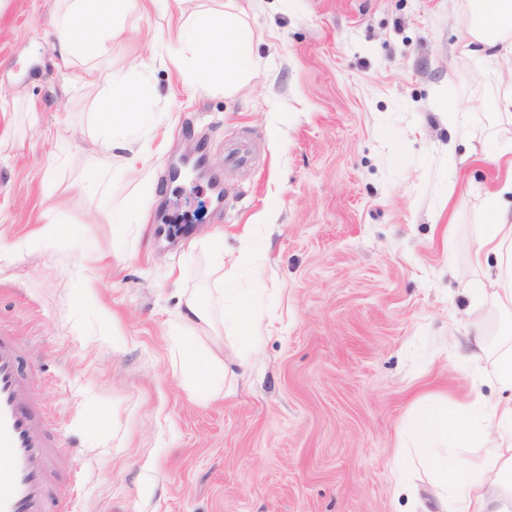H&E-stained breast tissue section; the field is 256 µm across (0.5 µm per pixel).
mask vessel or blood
Listing matches in <instances>:
<instances>
[{
	"label": "vessel or blood",
	"instance_id": "1",
	"mask_svg": "<svg viewBox=\"0 0 512 512\" xmlns=\"http://www.w3.org/2000/svg\"><path fill=\"white\" fill-rule=\"evenodd\" d=\"M61 439L46 425L28 392L23 357L13 337L0 335V512H61L54 462Z\"/></svg>",
	"mask_w": 512,
	"mask_h": 512
}]
</instances>
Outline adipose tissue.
Instances as JSON below:
<instances>
[{"mask_svg": "<svg viewBox=\"0 0 512 512\" xmlns=\"http://www.w3.org/2000/svg\"><path fill=\"white\" fill-rule=\"evenodd\" d=\"M135 0H61L51 37L59 46L61 65H68L74 52L89 58L108 53L117 30L106 27L96 40L87 42L83 33L91 23L125 18ZM477 25L470 35L482 48L494 47L512 30V0H471ZM253 31L241 11H199L181 22L173 39L178 46L175 65L180 76L199 88L221 83L231 87L249 75V49ZM128 87L112 83V104L102 108L99 125L113 133L136 127L140 114L129 104ZM488 214L479 225L477 243L470 263L479 276L468 293L472 304L465 329L470 349L461 356L471 363L484 358L480 308L492 302L512 312V161L494 191L484 199ZM252 291L225 284L218 299L241 340L257 345L263 336L261 325L250 310ZM491 376L503 400L486 405L472 393L452 410L436 408L417 427V451L432 475L434 496L451 512H512V330L505 331L492 362Z\"/></svg>", "mask_w": 512, "mask_h": 512, "instance_id": "obj_1", "label": "adipose tissue"}]
</instances>
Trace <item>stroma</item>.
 Here are the masks:
<instances>
[{
	"instance_id": "35a3bbf8",
	"label": "stroma",
	"mask_w": 512,
	"mask_h": 512,
	"mask_svg": "<svg viewBox=\"0 0 512 512\" xmlns=\"http://www.w3.org/2000/svg\"><path fill=\"white\" fill-rule=\"evenodd\" d=\"M56 0H0V332L62 436L72 512H409L434 505L404 437L469 388L461 367L481 201L512 147V76L478 51L467 0H235L253 66L234 91L182 82L173 16L138 0L109 53L57 67ZM92 80H84L85 71ZM135 91L150 184L96 119L113 80ZM205 140L224 211L185 236L157 208L175 156ZM141 196L126 223L125 200ZM55 221V245L29 246ZM255 289L261 343L221 313L197 354L231 362L207 397L175 327L216 274Z\"/></svg>"
}]
</instances>
